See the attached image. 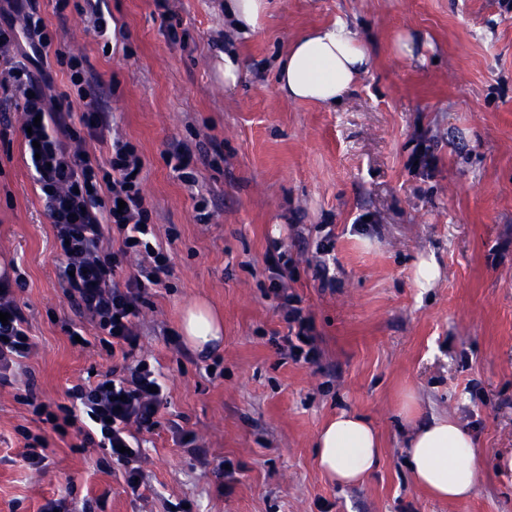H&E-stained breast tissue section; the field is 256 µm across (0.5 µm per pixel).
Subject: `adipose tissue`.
I'll use <instances>...</instances> for the list:
<instances>
[{
    "mask_svg": "<svg viewBox=\"0 0 512 512\" xmlns=\"http://www.w3.org/2000/svg\"><path fill=\"white\" fill-rule=\"evenodd\" d=\"M370 53L358 32L342 21L306 31L288 43L277 61V89L291 101L335 105L367 74ZM180 332L187 347L206 355L223 342L221 315L202 300L181 312ZM402 412L408 430L405 465L418 486L434 498L461 502L471 497L478 478L477 437L459 418L422 416L414 404ZM319 469L336 484L362 482L381 464L382 448L372 421L343 410L315 437Z\"/></svg>",
    "mask_w": 512,
    "mask_h": 512,
    "instance_id": "obj_1",
    "label": "adipose tissue"
}]
</instances>
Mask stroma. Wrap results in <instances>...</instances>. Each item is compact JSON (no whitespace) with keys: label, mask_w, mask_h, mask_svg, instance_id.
Listing matches in <instances>:
<instances>
[{"label":"stroma","mask_w":512,"mask_h":512,"mask_svg":"<svg viewBox=\"0 0 512 512\" xmlns=\"http://www.w3.org/2000/svg\"><path fill=\"white\" fill-rule=\"evenodd\" d=\"M83 0H40L61 49L85 57L113 140L143 160L141 188L171 273L150 288L134 359L167 387L162 426L140 437L146 490L133 496L118 463L78 452L76 429L55 432L20 400L33 389L65 400L87 373L115 365L97 330L63 297L60 256L26 163L20 112L0 131V263L26 287L17 299L34 352L0 385V512L52 501L91 512H512V0H273L260 31L224 21V0H104L117 25L98 36ZM345 21L366 40L368 74L342 104L291 101L276 60L306 30ZM413 56L393 51L401 34ZM246 63L233 90L218 68L225 46ZM288 263V290L309 319L317 362L293 361L266 255ZM441 276L414 283L423 256ZM197 299L224 319V342L199 356L180 316ZM89 344L73 345L68 328ZM451 413L478 438L476 490L448 503L405 466L400 408ZM342 410L369 416L379 470L338 486L317 468L313 440ZM43 436L40 468L24 433ZM192 434L200 461L180 446ZM233 465L231 474L219 469Z\"/></svg>","instance_id":"35a3bbf8"}]
</instances>
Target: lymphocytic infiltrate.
Instances as JSON below:
<instances>
[{
	"mask_svg": "<svg viewBox=\"0 0 512 512\" xmlns=\"http://www.w3.org/2000/svg\"><path fill=\"white\" fill-rule=\"evenodd\" d=\"M53 42L38 0H0V124L8 123L15 107L22 111L23 127L32 130L26 161L62 257L59 278L65 299L94 324L106 352L132 350L139 345L135 320L147 290L170 274V257L157 243L143 204L137 176L142 159L136 147L114 142L104 162L85 147L87 140L101 138L112 114L95 94L83 58L73 55L65 62L74 96L49 107L44 87L50 80L46 64ZM76 103L81 106L77 113L72 110ZM130 256L143 263L137 275L124 279L119 270ZM280 261L275 254L266 258L270 286L286 322L298 327L282 343L293 360L316 361L311 325L286 291ZM25 286L19 276L0 278V311L9 315L0 324V382L34 348L29 321L15 296ZM158 383L154 367L141 360L127 367L120 380L107 375L93 384L71 385L65 402L51 406L31 393L22 401L57 432L77 427L83 447L107 451L124 466L126 482L136 490L143 476L138 435L160 425L164 399L155 390Z\"/></svg>",
	"mask_w": 512,
	"mask_h": 512,
	"instance_id": "f902f5d3",
	"label": "lymphocytic infiltrate"
}]
</instances>
